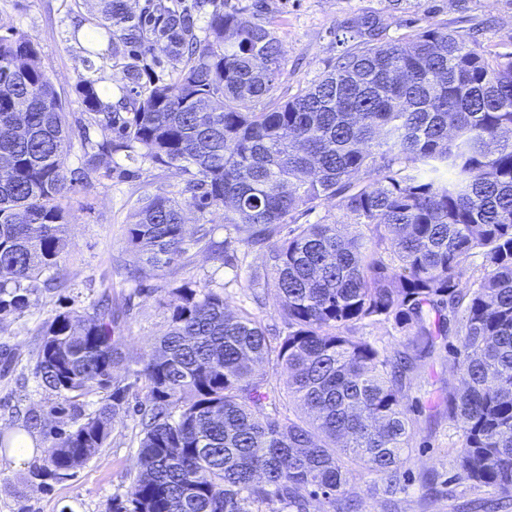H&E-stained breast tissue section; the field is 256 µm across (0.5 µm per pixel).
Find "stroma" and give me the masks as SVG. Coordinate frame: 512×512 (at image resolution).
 <instances>
[{"label": "stroma", "instance_id": "stroma-1", "mask_svg": "<svg viewBox=\"0 0 512 512\" xmlns=\"http://www.w3.org/2000/svg\"><path fill=\"white\" fill-rule=\"evenodd\" d=\"M248 20L269 23L282 51V71L277 94L288 99L331 69L354 40L346 22L362 13H377L383 38H410L429 22L449 29H483L490 51L512 52V0H224ZM100 0H0V29L37 39L42 67L66 102L71 127L67 170L81 165L85 151L102 138L89 113L74 95L77 73L85 69V53L71 37L81 20L97 17ZM187 173L126 161L108 162L76 183L68 203L76 216L69 225L70 248L60 264L66 277L62 288L39 286L23 312L0 322V434L21 432L28 413L41 415L59 405L55 393L39 387L34 375L40 328L56 314L87 311L102 295H109L121 312L116 331L124 356L115 366V385L126 388L125 410L119 411L104 448L70 476L40 483L31 476L41 464L47 441L40 431L31 439L39 453L14 464L0 459V512H111L113 497L123 494L138 471L140 428L134 408L146 404L148 390L129 374V364L146 352L168 326L167 302L171 288L195 282L222 294L229 311L250 307L252 292H259L265 323L279 321L278 300L268 288L264 255L250 253L239 273L224 268L202 250H191L180 264L157 271L142 282L129 278L142 264L138 251L129 247L126 226L144 195H176ZM426 359L408 383L415 430L402 472L405 489L396 497L378 493L375 480L361 473L351 479L361 512H484L492 499L489 489L457 480L454 460L458 435L440 401L454 386L452 344Z\"/></svg>", "mask_w": 512, "mask_h": 512}]
</instances>
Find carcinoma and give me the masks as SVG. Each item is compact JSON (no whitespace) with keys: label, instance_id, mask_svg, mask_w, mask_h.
Masks as SVG:
<instances>
[{"label":"carcinoma","instance_id":"1","mask_svg":"<svg viewBox=\"0 0 512 512\" xmlns=\"http://www.w3.org/2000/svg\"><path fill=\"white\" fill-rule=\"evenodd\" d=\"M101 3V16L71 37L102 61L118 42L130 48L120 100L131 115L104 102L111 86L77 76L104 138L72 177L65 102L38 43L0 36V321L30 306L45 273L64 280L72 183L122 155L191 175L185 197L148 195L132 214L139 278L192 246L230 265L231 243L275 238L266 267L285 323L273 334L204 286L172 289L169 330L132 369L148 389L137 409L140 471L112 512H309L313 500L354 512L353 466L395 494L414 429L407 379L450 335L458 478L498 494L490 512L509 508L512 53L439 23L384 43L380 19L358 16L347 25L355 47L281 101L282 54L266 23L215 4L200 37L192 11L172 0H147L140 14L129 0ZM145 54L180 64L176 81H143ZM187 205L224 210V241L207 223L187 234ZM319 208L318 221L297 223ZM386 324L407 349L357 335ZM116 325L101 302L42 326L35 376L68 404L50 414L70 409L72 422L63 429L29 414L26 428L48 441L32 477L58 480L105 446L125 398L112 387L123 360ZM260 366L286 370L284 388ZM108 389V401L84 413L81 400Z\"/></svg>","mask_w":512,"mask_h":512}]
</instances>
